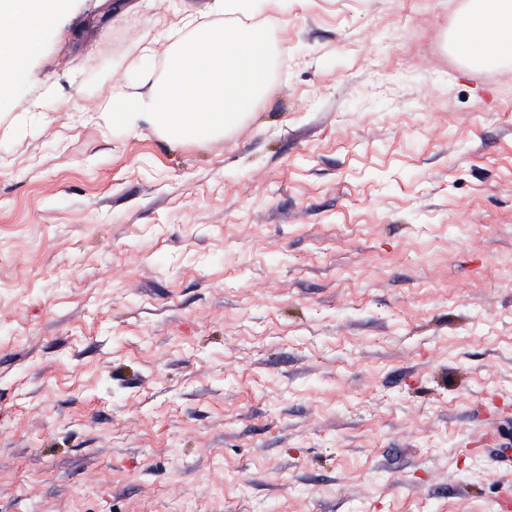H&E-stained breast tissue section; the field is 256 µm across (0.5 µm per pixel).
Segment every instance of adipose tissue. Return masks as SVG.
I'll use <instances>...</instances> for the list:
<instances>
[{"mask_svg": "<svg viewBox=\"0 0 512 512\" xmlns=\"http://www.w3.org/2000/svg\"><path fill=\"white\" fill-rule=\"evenodd\" d=\"M62 0H0V85L26 77ZM267 0H215L220 24L185 15L165 37L164 79L145 94L112 89L113 126L149 124L174 143H201L235 128L264 94L271 41L259 17ZM460 26L472 62L512 58V0H471Z\"/></svg>", "mask_w": 512, "mask_h": 512, "instance_id": "obj_1", "label": "adipose tissue"}]
</instances>
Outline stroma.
I'll list each match as a JSON object with an SVG mask.
<instances>
[{
  "label": "stroma",
  "instance_id": "1",
  "mask_svg": "<svg viewBox=\"0 0 512 512\" xmlns=\"http://www.w3.org/2000/svg\"><path fill=\"white\" fill-rule=\"evenodd\" d=\"M211 3L65 0L0 89V512H512V61L270 0L240 127L113 126Z\"/></svg>",
  "mask_w": 512,
  "mask_h": 512
}]
</instances>
